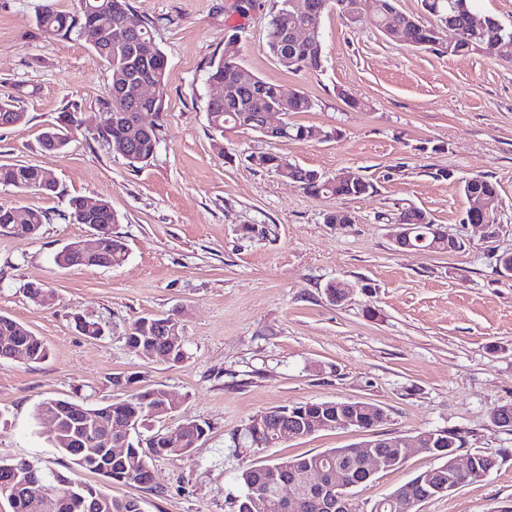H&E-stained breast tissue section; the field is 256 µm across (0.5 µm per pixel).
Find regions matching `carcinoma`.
I'll use <instances>...</instances> for the list:
<instances>
[{
  "label": "carcinoma",
  "mask_w": 512,
  "mask_h": 512,
  "mask_svg": "<svg viewBox=\"0 0 512 512\" xmlns=\"http://www.w3.org/2000/svg\"><path fill=\"white\" fill-rule=\"evenodd\" d=\"M422 9L434 18V22L425 25L418 21L414 39L407 46L436 53L458 54V50L477 48L491 55L494 41L511 35L512 31L501 26L496 20L486 17L484 26L479 30L472 28L466 32V39L455 44L451 51L433 47L425 43L424 35L445 17H453L464 26L469 17L475 15L468 0H421ZM355 19L348 20L356 29L374 27L387 32L392 24H404L413 17L400 13L395 7V0H363L362 7H354ZM128 14V0H78L74 14L55 9L52 0L44 4L35 13V24L43 33L52 36H67L72 33L82 38L108 65L112 97L103 101V111L112 114V122L95 125L91 135L112 143V149L121 154L132 166L145 165L153 159L158 144L157 126L146 127L141 123V114L153 112L160 114L164 110V100L138 99L130 93H122L140 79L150 80L164 85L167 58L156 44L152 32L145 26L133 32L128 30L124 21ZM304 22L293 6V0H280V7L270 21L267 48L273 58L286 70L317 71L322 67L323 50L319 38L309 42L298 43L293 40V31ZM206 82L224 88V98L210 99L206 105L207 121L214 134L224 136V131L232 128L254 130L256 125L251 120L264 112L275 110L285 116L282 121L278 139L281 141L303 142L308 140L312 128L294 124L286 116L294 112H306L312 107L310 99L299 90L283 91L269 84L249 71L239 60L238 42L226 41L222 55L209 63ZM60 117L66 125H55L42 134L41 147L47 152H61L68 145L69 126H90L92 116L76 109L61 112ZM254 165L271 171L283 180L296 184L312 193H329L338 197H358L372 188L370 182L348 184L336 182L314 170L299 165L284 175L280 173L281 155L272 152L260 153L251 157ZM44 171L33 165L0 164V185L12 187L20 193L36 192L52 195L56 188L42 187ZM472 191L483 194L490 204L487 224L490 234H495V214L499 207V194L496 185L483 177L476 178L475 183H464L463 193ZM85 198L73 197L69 200L68 217L76 224H98L103 226L99 237V248L103 257H111L112 265L119 266L127 256L125 243L112 235V225L119 223L118 216L110 204L100 201L98 209L84 211ZM49 220L46 211L31 206L0 205V228L10 232L15 225H25L23 236L39 234L43 224ZM396 220L412 226L411 244L419 250L444 253L448 242L439 238L432 231L434 221L424 210L406 207L397 214ZM75 327L81 333L97 338L105 334V327L83 316H73ZM0 336H13V341H0V359L19 360L28 364L45 359L48 350L43 340L21 323L0 315ZM151 340L154 358L178 363L184 359L185 337L178 322L171 316L141 317L130 327L125 336L126 344L132 348L139 343ZM81 407L88 415L91 424L98 428L96 442L89 445L78 456L70 452L69 440L73 429L67 424L51 437L54 447L58 448L70 460L76 470L97 474L110 483L147 484L150 482L149 460L153 457L184 458L190 456V447L205 437L210 426L203 422L189 421L184 428L182 441L178 442L165 434H156L149 440V448H143L134 442L132 433L151 421L159 420L175 409V404L168 398L162 388H142L128 395L125 399L103 406L87 403L83 397L50 398L38 403L35 410L36 419L57 411L60 404ZM321 402L307 401L291 406L278 407L273 410L281 418L295 411L304 421L314 419L322 414ZM373 404L363 402L356 406L359 430L375 428L372 412ZM124 439L118 454L112 456L107 466H99L104 460L108 443ZM416 438L426 454L435 456L440 449L462 447V439L453 431L427 430L417 433ZM371 451L381 462L385 471L401 467L392 462L393 449L385 441L377 442ZM365 449L346 448L341 454L330 448L317 453L288 458V462L300 469H313L322 472V480H336V470H343L353 478L360 477L367 467L363 458ZM442 464L423 471L425 478L415 476L401 487L405 497L396 494L380 500L381 508L376 512H419L418 499L427 489V482H444L452 486H463L472 482L468 473L448 467L447 457H441ZM281 459L269 461L268 466L259 469L255 466L244 470L241 479L246 493L238 500L237 512H279L275 498L270 496L274 483L273 472ZM36 473L38 480L52 494L32 499L25 493L22 483L31 473ZM74 479L65 475L44 471L25 459L0 460V494L5 496L12 512H137L135 498H117L102 488L86 484L88 492L78 498L69 494Z\"/></svg>",
  "instance_id": "carcinoma-1"
}]
</instances>
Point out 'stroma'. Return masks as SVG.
Listing matches in <instances>:
<instances>
[{
    "label": "stroma",
    "mask_w": 512,
    "mask_h": 512,
    "mask_svg": "<svg viewBox=\"0 0 512 512\" xmlns=\"http://www.w3.org/2000/svg\"><path fill=\"white\" fill-rule=\"evenodd\" d=\"M41 2L0 0V99L26 114L0 127V163L36 165L58 186L52 196L0 186V204L51 216L34 237L0 229V315L49 351L38 363L0 361V459L23 457L103 485L137 498L143 512H236L241 474L261 461L449 430L461 435L462 454L491 455L498 465L422 512H495L511 502L512 431L496 427L492 414L512 400V276L499 266L512 254V57L415 51L377 29L349 28L330 10L320 23L322 68L289 72L266 46L279 0H129L130 20L148 26L167 57L164 110L144 116L160 124L158 146L136 168L80 128L64 152L42 151V133L65 107L105 120L110 71L76 35L38 30ZM233 27L246 68L312 100L291 122L330 139L274 142L243 128L215 138L205 74ZM268 151L327 177L353 173L373 190L352 198L307 193L253 165L252 155ZM476 176L498 190L492 236L466 221L461 187ZM74 196L108 201L118 214L112 232L127 246L121 265L57 266L59 251L93 232L67 219ZM407 206L464 239L465 250H396L393 224ZM336 210L351 212L354 223H325ZM31 283L45 284L49 301L30 300ZM331 284L348 290L345 302L329 301ZM76 313L105 325V336L78 332ZM168 315L185 336L182 362L146 360L127 347L134 320ZM129 375L164 388L175 403L142 439L192 420L210 425L189 458L151 461L149 488L73 469L34 418L48 398L112 403L127 394L113 377ZM329 400L374 403L386 418L372 430L322 431L267 448L242 436L255 416ZM436 464L409 449L402 467L355 490L356 512H372Z\"/></svg>",
    "instance_id": "35a3bbf8"
}]
</instances>
